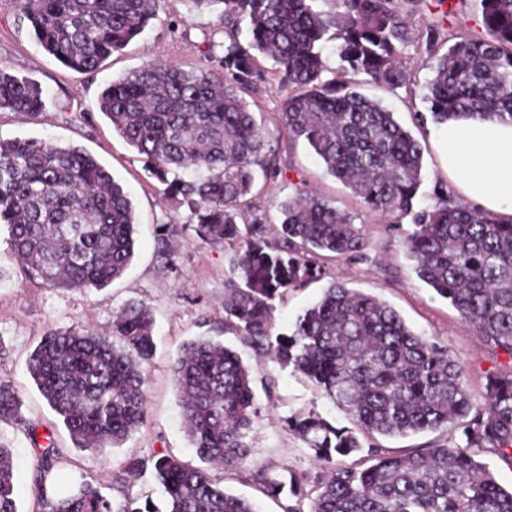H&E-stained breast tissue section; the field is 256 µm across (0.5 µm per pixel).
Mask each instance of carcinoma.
Masks as SVG:
<instances>
[{"label": "carcinoma", "instance_id": "obj_1", "mask_svg": "<svg viewBox=\"0 0 512 512\" xmlns=\"http://www.w3.org/2000/svg\"><path fill=\"white\" fill-rule=\"evenodd\" d=\"M159 0H22L38 45L65 67L90 73L138 38ZM215 11L234 35L220 60L223 74L184 71L160 59L110 83L98 100L112 129L163 185L164 199L188 207L196 235L231 251L224 281V329L283 368L304 375L372 438L461 429V442H432L400 453L374 447L371 464L338 465L313 490L310 512H512L504 489L477 460L489 453L512 467V370L487 378L476 406L464 365L447 348L414 332L390 305L332 281L299 315L288 334L273 335L275 301L319 277L317 256L352 257L364 249V228L300 186L279 205L275 232L248 219L254 173L281 175L270 131L259 125L245 94L275 65L287 92L277 138L305 140L325 171L370 210L411 217L404 245L418 278L447 299L490 348L512 357V223L470 208L443 183L428 195L424 150L379 102L357 91L356 77L406 85L402 55L409 19L425 0H191ZM484 35L441 38L437 23L418 33L432 78L424 101L432 120L470 116L512 121V0H473ZM333 44L338 66L324 78L323 52ZM445 52H440L443 44ZM42 91L0 70V111L35 112ZM135 214L123 186L91 155L35 139H0V230L10 254L43 284L102 290L121 276L135 248ZM185 225L165 224L159 255L171 265L173 240ZM154 351L150 307L130 303L109 330L79 327L42 336L27 371L69 433L74 447L95 454L119 448L145 420L144 365ZM172 376L188 439L203 464L242 467L256 415L250 368L223 343L199 337L185 345ZM19 394L0 381V425L22 428L37 460L30 512H155L125 491L151 472L168 512H259L218 486L207 468L171 454L125 460L108 496L61 472L78 463L52 437L37 443V426L22 415ZM318 458L362 448L354 431L315 411L285 419ZM257 490L302 512L304 481L260 469ZM0 512H20L13 453L0 442Z\"/></svg>", "mask_w": 512, "mask_h": 512}]
</instances>
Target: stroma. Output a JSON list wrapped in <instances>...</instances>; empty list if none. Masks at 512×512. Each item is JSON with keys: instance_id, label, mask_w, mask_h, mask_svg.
Segmentation results:
<instances>
[{"instance_id": "stroma-1", "label": "stroma", "mask_w": 512, "mask_h": 512, "mask_svg": "<svg viewBox=\"0 0 512 512\" xmlns=\"http://www.w3.org/2000/svg\"><path fill=\"white\" fill-rule=\"evenodd\" d=\"M20 7V0H0V69L38 84L44 107L38 112H0V138L50 139L91 154L132 201L136 245L129 267L106 288L71 291L45 286L29 276L0 237V342L9 351L7 359L0 361V380L9 381L19 393L23 413L37 425L39 435H53L58 447L77 461L79 473L108 495L112 474L125 459L165 453L196 463L170 366L184 343L198 336L213 337L237 350L250 367L257 414L248 434L250 461L236 470L212 469V477L226 491L253 499H260L252 481L253 471L259 468L273 477L294 474L304 478L307 486H316L329 465L283 426V417L311 410L345 428L351 427V420L300 374L280 368L271 357L246 346L236 333L223 330L224 281L231 273L228 248L206 242L188 229V210L163 200L161 185L146 171L142 156L113 131L98 107L105 86L139 70L151 58L186 71L218 70L228 29L215 13L195 7L191 0H160L156 18L136 40L95 72L80 73L64 67L35 43L27 24L20 21ZM404 60L406 86L392 89L364 80L360 91L391 110L422 143L425 178L421 191L427 194L447 176L437 126L420 119L426 111L423 96L431 77L422 43L411 42L404 50ZM280 165L282 175L255 197L253 214L277 223L278 202L303 184L349 212L354 223L364 225L367 245L358 258H324L320 279L288 290L277 299L276 332H289L296 317L322 297L332 280H343L346 287L385 301L415 332L447 346L463 360L473 400L481 402L487 376L508 368L512 360L505 353L489 351L475 327L416 276L402 244L412 228L410 219L397 222L367 209L345 185L327 175L306 143H296L281 153ZM174 222L185 225L186 230L174 244L176 266L170 269L158 256L157 234L161 225ZM141 300L151 306L155 320V351L146 366V421L121 447L109 449L107 454L77 450L30 379L29 356L47 331L71 326L102 331L110 326L114 311ZM0 441L14 453L20 509L28 512L36 451L20 429L0 428ZM260 501L263 512H282L280 505Z\"/></svg>"}]
</instances>
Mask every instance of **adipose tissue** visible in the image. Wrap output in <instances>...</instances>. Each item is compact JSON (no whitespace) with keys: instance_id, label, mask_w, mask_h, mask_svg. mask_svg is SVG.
Segmentation results:
<instances>
[{"instance_id":"ef3b65f1","label":"adipose tissue","mask_w":512,"mask_h":512,"mask_svg":"<svg viewBox=\"0 0 512 512\" xmlns=\"http://www.w3.org/2000/svg\"><path fill=\"white\" fill-rule=\"evenodd\" d=\"M437 135L448 183L466 201L512 220V121L459 118Z\"/></svg>"}]
</instances>
